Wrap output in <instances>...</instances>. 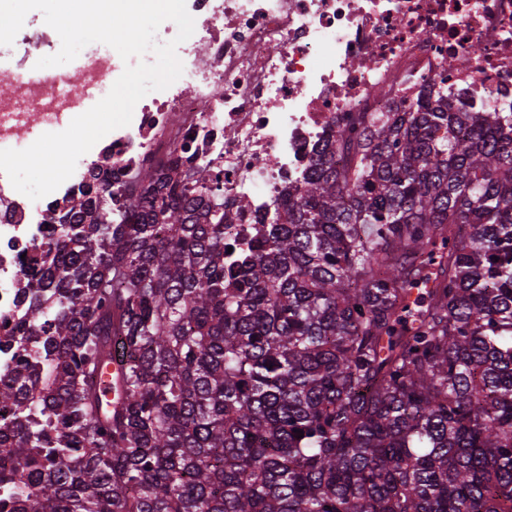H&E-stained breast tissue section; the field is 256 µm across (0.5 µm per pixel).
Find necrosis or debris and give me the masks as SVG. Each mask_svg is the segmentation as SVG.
I'll list each match as a JSON object with an SVG mask.
<instances>
[{"label":"necrosis or debris","mask_w":512,"mask_h":512,"mask_svg":"<svg viewBox=\"0 0 512 512\" xmlns=\"http://www.w3.org/2000/svg\"><path fill=\"white\" fill-rule=\"evenodd\" d=\"M193 35L182 76L149 93L128 126L83 155L74 174L33 201L0 172V342L25 309L22 290L53 217L80 200L94 167L112 170L113 206L136 175L172 160L202 164L224 188V239L246 247L271 223L323 137L364 112H403L448 91L452 111L512 112V0H186ZM54 30L23 33L0 97V149L34 128L58 131L121 75L109 55L85 57L80 81L25 62L53 50Z\"/></svg>","instance_id":"1"}]
</instances>
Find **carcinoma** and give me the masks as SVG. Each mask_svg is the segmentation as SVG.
Returning a JSON list of instances; mask_svg holds the SVG:
<instances>
[{"label": "carcinoma", "instance_id": "1", "mask_svg": "<svg viewBox=\"0 0 512 512\" xmlns=\"http://www.w3.org/2000/svg\"><path fill=\"white\" fill-rule=\"evenodd\" d=\"M92 178L9 336L0 512H512V112H364L231 252L206 166L123 213Z\"/></svg>", "mask_w": 512, "mask_h": 512}]
</instances>
